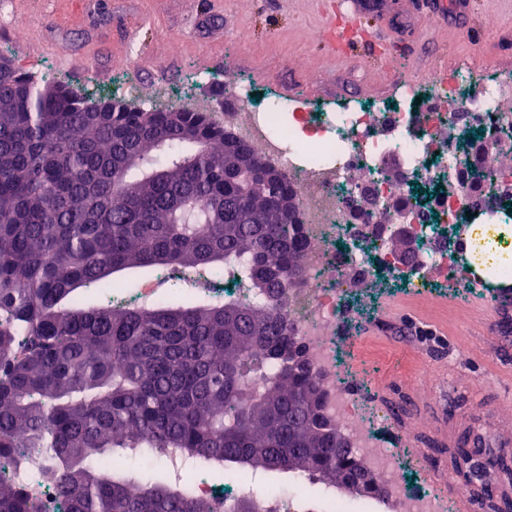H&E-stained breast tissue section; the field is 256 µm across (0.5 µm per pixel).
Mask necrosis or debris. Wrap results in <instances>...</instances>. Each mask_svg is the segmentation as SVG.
Listing matches in <instances>:
<instances>
[{
  "label": "necrosis or debris",
  "instance_id": "4bbe7bcc",
  "mask_svg": "<svg viewBox=\"0 0 512 512\" xmlns=\"http://www.w3.org/2000/svg\"><path fill=\"white\" fill-rule=\"evenodd\" d=\"M225 87L234 105L224 116L225 127L290 175L300 199L307 239L303 276L289 290L284 311L309 348L325 392L324 411L377 475L388 477L398 451L384 447L373 434L381 414L363 399L359 380L336 370V325L343 299L350 283L376 271L397 270L390 227L376 219V202L387 199L406 205L405 221L421 243L413 286H422L428 271L442 280L465 281L466 267L448 242V228L475 223L483 206L464 191L456 206H449L453 155L440 133L449 125L477 129L489 143L491 157L512 152V142L499 135L503 116L498 110L501 99L512 97V75H498L466 91L456 78L433 67L389 102L368 106L348 97L332 110L286 101L281 111L273 112L269 99H257L244 77L228 79ZM390 162L402 170L401 178L377 176V169ZM162 465L174 482L191 483L200 497L230 500L263 486L249 473L219 485L173 448L167 449ZM9 475L41 499L45 512H61L63 502L40 463L20 462L10 467Z\"/></svg>",
  "mask_w": 512,
  "mask_h": 512
}]
</instances>
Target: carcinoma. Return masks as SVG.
<instances>
[{"label": "carcinoma", "instance_id": "carcinoma-1", "mask_svg": "<svg viewBox=\"0 0 512 512\" xmlns=\"http://www.w3.org/2000/svg\"><path fill=\"white\" fill-rule=\"evenodd\" d=\"M209 112L151 109L97 97L48 73L0 65V458L34 459L69 512H218L217 500L156 479L160 455L181 449L224 479L242 472L319 477L344 455L311 366H288L302 345L282 312L301 269V221L291 179ZM485 204L502 205L493 171L470 161ZM272 169L239 180L243 160ZM202 269L243 294L141 308L112 299L133 271ZM450 466L471 485L473 455ZM487 512H512V456ZM0 512H42L0 475Z\"/></svg>", "mask_w": 512, "mask_h": 512}]
</instances>
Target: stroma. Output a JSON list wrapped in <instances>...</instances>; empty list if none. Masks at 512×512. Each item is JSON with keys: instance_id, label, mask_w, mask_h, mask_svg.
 <instances>
[{"instance_id": "1", "label": "stroma", "mask_w": 512, "mask_h": 512, "mask_svg": "<svg viewBox=\"0 0 512 512\" xmlns=\"http://www.w3.org/2000/svg\"><path fill=\"white\" fill-rule=\"evenodd\" d=\"M402 47L396 70L332 55L317 0H0V46L16 66L52 72L137 104L192 107L223 119L227 75L257 94L311 104L387 100L402 71L440 63L458 75L512 74V0H475L467 25L433 17L430 0H382ZM336 329L342 365L382 410L379 440L402 449L393 478L446 496L468 491L451 472V439L512 441V345L498 340L499 289L369 278ZM449 476L438 483L434 472Z\"/></svg>"}]
</instances>
